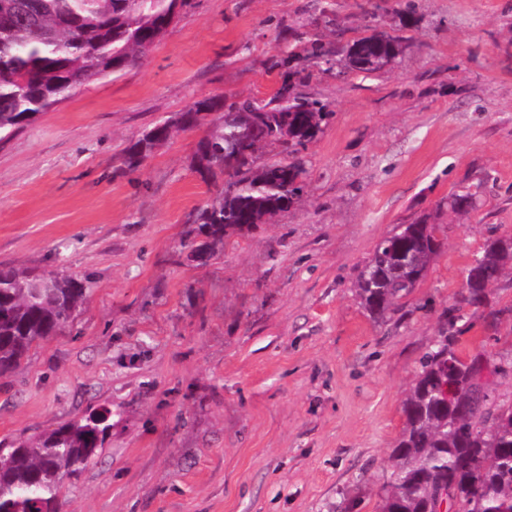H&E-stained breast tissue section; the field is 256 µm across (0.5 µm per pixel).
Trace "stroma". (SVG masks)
Wrapping results in <instances>:
<instances>
[{"label": "stroma", "instance_id": "35a3bbf8", "mask_svg": "<svg viewBox=\"0 0 512 512\" xmlns=\"http://www.w3.org/2000/svg\"><path fill=\"white\" fill-rule=\"evenodd\" d=\"M294 31L404 49L376 74L324 72L289 55ZM287 77L331 113L303 153L306 192L197 265L180 241L212 194L200 130L132 170L122 155L195 101L266 100ZM464 189L474 210L440 208ZM429 213L439 255L374 322L361 268ZM494 234L512 235V0H187L138 65L0 143V264L92 286L0 378V448L106 407L112 431L65 480L63 512H334L346 496L378 512L406 393ZM489 300L463 310V355L512 354V278Z\"/></svg>", "mask_w": 512, "mask_h": 512}]
</instances>
